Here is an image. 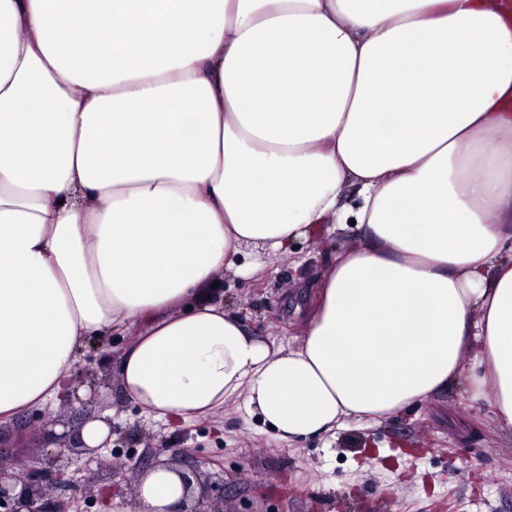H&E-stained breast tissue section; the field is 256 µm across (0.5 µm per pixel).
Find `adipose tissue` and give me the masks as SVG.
Wrapping results in <instances>:
<instances>
[{"instance_id":"obj_1","label":"adipose tissue","mask_w":512,"mask_h":512,"mask_svg":"<svg viewBox=\"0 0 512 512\" xmlns=\"http://www.w3.org/2000/svg\"><path fill=\"white\" fill-rule=\"evenodd\" d=\"M0 425L84 341L177 426L225 406L285 445L456 387L512 433V0H0ZM93 31L86 40L85 31ZM358 202L343 201L346 186ZM294 344L212 283L327 225ZM157 466L104 512H179Z\"/></svg>"}]
</instances>
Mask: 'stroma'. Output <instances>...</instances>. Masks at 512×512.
I'll list each match as a JSON object with an SVG mask.
<instances>
[{
  "label": "stroma",
  "instance_id": "35a3bbf8",
  "mask_svg": "<svg viewBox=\"0 0 512 512\" xmlns=\"http://www.w3.org/2000/svg\"><path fill=\"white\" fill-rule=\"evenodd\" d=\"M357 243L354 227L339 226L318 243L265 256L264 271L218 275L224 308L265 340L294 341L302 329L290 308L293 295ZM132 339L107 332L87 341L73 395L25 412L18 432L0 430V466L8 470L39 471L58 456L65 477L47 476L45 485L67 512H100L105 484L134 495L141 476L162 459L193 478L209 512H512V435L495 429L487 398L452 387L380 426L284 450L233 405L176 430L147 418L122 394L116 372ZM101 415L110 434L89 464L69 446L84 420Z\"/></svg>",
  "mask_w": 512,
  "mask_h": 512
}]
</instances>
